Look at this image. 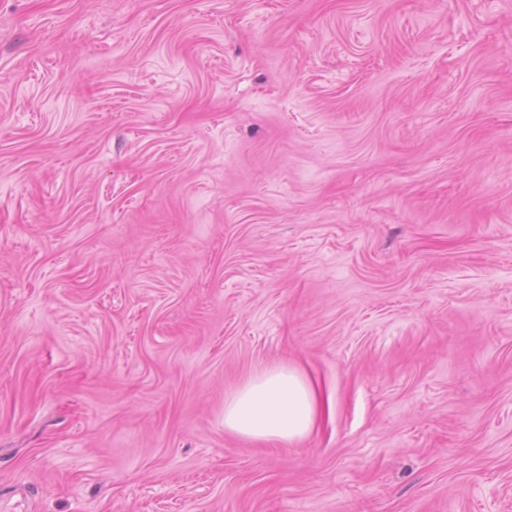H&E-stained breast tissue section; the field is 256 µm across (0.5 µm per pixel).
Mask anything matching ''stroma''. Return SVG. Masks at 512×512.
I'll return each instance as SVG.
<instances>
[{
  "mask_svg": "<svg viewBox=\"0 0 512 512\" xmlns=\"http://www.w3.org/2000/svg\"><path fill=\"white\" fill-rule=\"evenodd\" d=\"M0 512H512V0H0ZM318 414V399L301 372L288 366L265 368L224 401L225 430L252 441L288 444L307 435Z\"/></svg>",
  "mask_w": 512,
  "mask_h": 512,
  "instance_id": "1",
  "label": "stroma"
}]
</instances>
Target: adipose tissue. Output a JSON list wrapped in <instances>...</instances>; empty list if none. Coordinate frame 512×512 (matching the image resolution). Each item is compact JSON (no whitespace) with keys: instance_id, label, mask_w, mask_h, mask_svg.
I'll return each mask as SVG.
<instances>
[{"instance_id":"obj_1","label":"adipose tissue","mask_w":512,"mask_h":512,"mask_svg":"<svg viewBox=\"0 0 512 512\" xmlns=\"http://www.w3.org/2000/svg\"><path fill=\"white\" fill-rule=\"evenodd\" d=\"M318 414L312 385L298 369H263L224 401L225 430L252 441L288 444L307 435Z\"/></svg>"}]
</instances>
